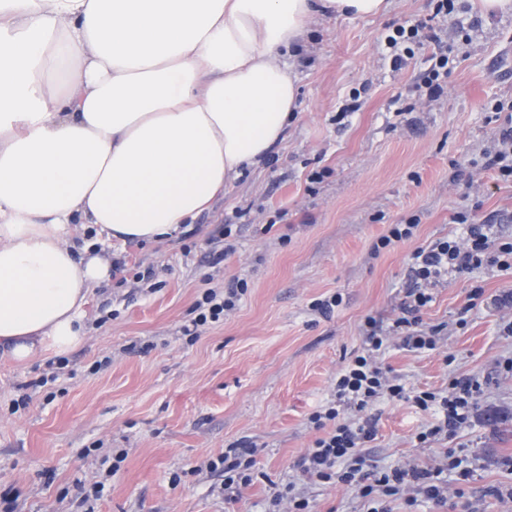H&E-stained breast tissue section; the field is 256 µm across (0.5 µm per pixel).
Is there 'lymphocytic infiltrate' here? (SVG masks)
<instances>
[{
	"label": "lymphocytic infiltrate",
	"instance_id": "1",
	"mask_svg": "<svg viewBox=\"0 0 512 512\" xmlns=\"http://www.w3.org/2000/svg\"><path fill=\"white\" fill-rule=\"evenodd\" d=\"M454 221L466 227L462 240L439 238L412 252L413 285L407 289L401 314L392 325L371 316L365 319L361 352L337 371L330 399L309 416L319 437L296 462L295 477L277 485L265 512H277L283 503L289 512H310L308 498L296 490L300 481L346 486L360 499L363 512H390L389 503L409 493L436 503L446 502L449 473H457L464 481L471 477L466 457L454 450L445 452L443 461L429 467L401 464L385 470L374 466L367 452L368 443L376 435L367 411L381 401L409 402L431 414V422L416 435L422 445L454 435L469 425L479 408L484 389L477 378H452L444 392L414 390L391 376L379 359L381 350L395 335L412 350L436 349L442 328L424 325L421 311L432 302L434 290L446 283L449 273L461 274L485 264L512 265V242H499L491 225L470 223L464 213L457 214ZM246 291L243 280L231 281L221 290L205 289L191 309V319L182 327L183 335L197 338L201 327L233 310ZM258 454L257 448L243 443L225 449L219 459L225 499H236L257 479Z\"/></svg>",
	"mask_w": 512,
	"mask_h": 512
}]
</instances>
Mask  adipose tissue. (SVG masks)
I'll use <instances>...</instances> for the list:
<instances>
[{
	"label": "adipose tissue",
	"instance_id": "ef3b65f1",
	"mask_svg": "<svg viewBox=\"0 0 512 512\" xmlns=\"http://www.w3.org/2000/svg\"><path fill=\"white\" fill-rule=\"evenodd\" d=\"M387 0H0V350L85 338L98 236L181 232L281 141L284 54Z\"/></svg>",
	"mask_w": 512,
	"mask_h": 512
}]
</instances>
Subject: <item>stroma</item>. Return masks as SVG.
<instances>
[{
    "label": "stroma",
    "instance_id": "35a3bbf8",
    "mask_svg": "<svg viewBox=\"0 0 512 512\" xmlns=\"http://www.w3.org/2000/svg\"><path fill=\"white\" fill-rule=\"evenodd\" d=\"M436 3L391 0L377 18H318L292 60L299 109L270 157L225 188L192 235L112 245L124 267L90 292L85 340L64 368L0 355V512H262L272 484L315 440L308 418L362 350L366 317L389 325L399 316L414 249L461 237L460 212L476 223L496 216L498 236L512 241V182L485 165L512 106V11L485 15L477 0H457L438 15ZM415 21L431 22L448 48L435 98L418 86L430 41L399 70L386 54L390 28ZM353 101L357 111L343 113ZM233 214L228 252L216 230ZM409 222L411 239L377 249L390 225ZM238 279L248 290L236 309L196 341L182 336L204 289ZM475 288L483 295L470 310ZM510 293L512 267L449 276L421 313L445 327L438 349L411 351L395 338L385 351L410 387L444 390L455 376L486 383L470 425L426 446L415 438L426 416L410 403L370 410L378 466L426 465L460 448L475 469L464 483L449 474L447 505L399 499L392 512H512L489 494L512 486L503 463L512 456ZM333 294L342 302L332 312L312 311ZM238 441L261 448L262 476L227 501L221 472L207 464ZM98 481L103 497L86 498ZM304 491L314 512L362 508L342 486Z\"/></svg>",
    "mask_w": 512,
    "mask_h": 512
}]
</instances>
